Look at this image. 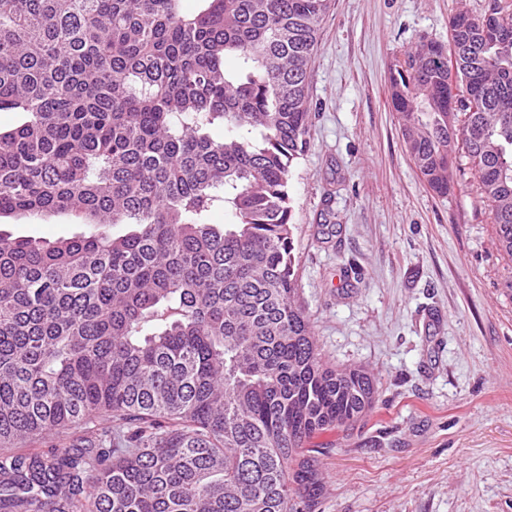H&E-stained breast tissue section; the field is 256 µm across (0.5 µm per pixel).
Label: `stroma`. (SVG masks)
I'll return each mask as SVG.
<instances>
[{
	"label": "stroma",
	"mask_w": 512,
	"mask_h": 512,
	"mask_svg": "<svg viewBox=\"0 0 512 512\" xmlns=\"http://www.w3.org/2000/svg\"><path fill=\"white\" fill-rule=\"evenodd\" d=\"M494 0H332L310 65L308 148L290 174L298 299L319 349L377 381L375 410L318 435L314 512H512V261L497 250L467 158L448 195L410 159L389 85L408 52ZM67 215L0 232L90 234ZM106 416L27 439L21 454L87 448Z\"/></svg>",
	"instance_id": "obj_1"
}]
</instances>
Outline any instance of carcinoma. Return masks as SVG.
I'll list each match as a JSON object with an SVG mask.
<instances>
[{
	"label": "carcinoma",
	"instance_id": "carcinoma-1",
	"mask_svg": "<svg viewBox=\"0 0 512 512\" xmlns=\"http://www.w3.org/2000/svg\"><path fill=\"white\" fill-rule=\"evenodd\" d=\"M199 2L0 0V111L24 117L0 131V215L97 225L0 233V448L135 426L92 458L1 456L0 512H311V440L375 406L297 300L288 177L331 0ZM484 20L450 18L452 70L442 44L408 54L391 103L431 190L465 154L512 260V42L486 46ZM94 226L86 221L77 220L67 215L47 214L34 218H0V231L13 237H32L44 241H55L60 237L74 234L89 235Z\"/></svg>",
	"mask_w": 512,
	"mask_h": 512
}]
</instances>
